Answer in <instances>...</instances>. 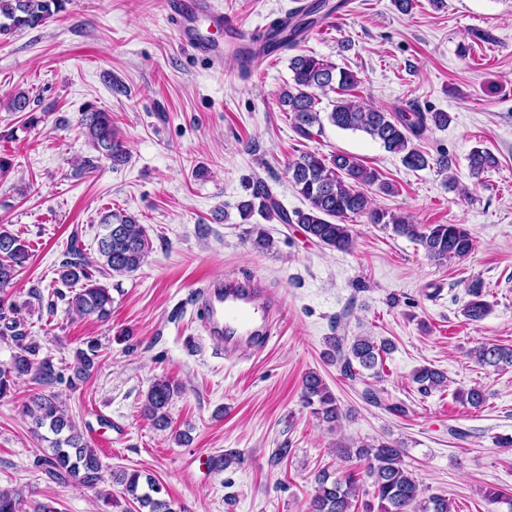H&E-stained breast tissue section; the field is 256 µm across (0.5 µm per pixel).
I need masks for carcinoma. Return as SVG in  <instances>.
I'll use <instances>...</instances> for the list:
<instances>
[{
    "label": "carcinoma",
    "instance_id": "obj_1",
    "mask_svg": "<svg viewBox=\"0 0 512 512\" xmlns=\"http://www.w3.org/2000/svg\"><path fill=\"white\" fill-rule=\"evenodd\" d=\"M68 0H0V38L12 36L26 29L44 25L54 15L65 10ZM340 5L329 0H312L307 6L287 14L274 23L266 41L253 49L245 47L242 56L251 59L257 55L267 56L277 50H293L298 43L316 29L322 20L337 11ZM292 73L291 83L278 95L281 109L288 113L296 132L303 138L313 136V128L321 125V96L334 92L339 95L327 113L329 122L342 130L359 131L379 142L388 152L403 154V162L410 168L421 170L435 164L440 170L450 168L448 156L436 159L418 149L413 140L421 138L431 127L448 125L450 116L446 112H387L372 107L351 94L359 80L349 70L314 55L300 53L289 59ZM4 107L10 112H26L31 107L28 93L18 91ZM78 124L91 147L114 165L127 162L128 152L112 126L111 113L93 106L80 112ZM498 166L497 157L485 148H475L469 155V171L474 178ZM288 180L297 193L307 201L306 209L288 211L274 198L271 189L263 181L255 179L247 185L251 189L250 199L237 205L240 214L250 216L259 211L268 218H278L284 224H299L308 237L319 245L340 252L352 248L353 235L347 220L360 216L371 224H384L392 231L416 241L431 260L442 264L451 259L462 260L473 251V239L462 224H430L423 227L398 216L372 207L364 188L373 185L384 194L395 193V187L381 179L379 172L367 167L355 156L334 153L323 156L303 151L287 164ZM104 234L98 243L103 259L97 268L78 258L79 249L72 247L62 264L59 282L69 292L56 291L66 300L70 310L80 317L94 316L107 320L112 312L110 289L101 285L96 273L112 277L123 276L138 270L144 263L149 241L146 230L136 216L110 211L101 216ZM30 254L28 245L19 236L0 227V335L10 338L15 352L7 364H0V397L7 395L17 379L29 375L42 385H52L62 379L47 359L39 358L41 345L33 338L23 307L9 300L6 289L26 266ZM77 291H72L75 286ZM470 299L463 308L464 317L471 322L483 320L489 304L483 299L482 285L469 287ZM392 343L379 342L369 336H358L352 343L343 336L328 338L327 356L340 364L342 375L349 379L361 376V370L375 368L382 355L390 352ZM99 343L86 342V348L76 351L69 385L85 381L95 368ZM470 357L483 367L498 368L512 364V348L495 343L480 342L469 351ZM419 390L428 393L441 387L446 377L438 370L422 368L414 375ZM303 399L312 407V413L326 423H334L342 417L336 397L328 390L323 379L314 371L305 374L302 380ZM182 387L168 378L154 381L143 404V411L159 426H168L167 409ZM456 398L473 408L486 400L483 389L473 387L456 393ZM25 415L31 417L39 427L45 425L58 438L51 454L38 459L47 471L64 481H73L93 488L105 481V475L95 449L84 440V435L66 414L55 395L35 394L23 406ZM345 458L353 456L369 460L366 477L371 479L372 497L377 512H451L448 499L431 495L420 498L421 489L412 471L403 464L404 449L389 442L375 446H346L339 449ZM113 483L122 487L123 498L130 499L145 509V512H175L170 504L158 498L162 488L149 475L134 470H119L110 473ZM363 478L349 472L335 476L321 471L315 477V494L309 512H355L356 502ZM21 496L9 489H0V512H21Z\"/></svg>",
    "mask_w": 512,
    "mask_h": 512
}]
</instances>
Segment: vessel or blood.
Masks as SVG:
<instances>
[{
  "mask_svg": "<svg viewBox=\"0 0 512 512\" xmlns=\"http://www.w3.org/2000/svg\"><path fill=\"white\" fill-rule=\"evenodd\" d=\"M166 8L177 19L179 40L219 62L236 60L240 42L260 44L266 39L263 27L241 34L234 19L213 8L210 0H166ZM202 19L208 21L209 33L199 29ZM216 31L221 32V39H213ZM281 307V299L267 296L258 283L228 276L208 285L202 303L204 329L210 338L221 342L239 336L263 340L271 333L268 312L280 311Z\"/></svg>",
  "mask_w": 512,
  "mask_h": 512,
  "instance_id": "1",
  "label": "vessel or blood"
}]
</instances>
